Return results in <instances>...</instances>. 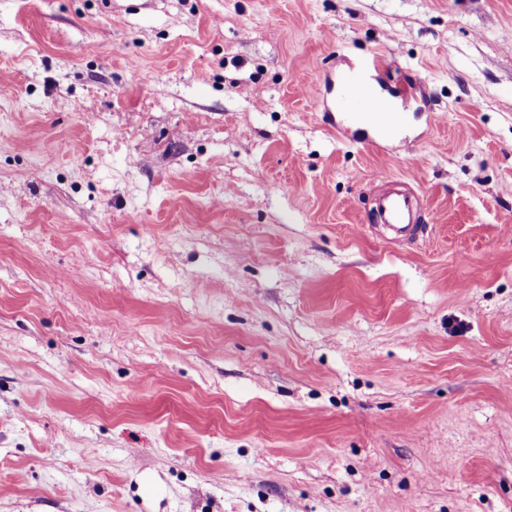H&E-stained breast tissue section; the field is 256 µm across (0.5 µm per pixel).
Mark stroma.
Listing matches in <instances>:
<instances>
[{
  "instance_id": "obj_1",
  "label": "stroma",
  "mask_w": 512,
  "mask_h": 512,
  "mask_svg": "<svg viewBox=\"0 0 512 512\" xmlns=\"http://www.w3.org/2000/svg\"><path fill=\"white\" fill-rule=\"evenodd\" d=\"M0 512H512V0H0ZM385 65V59L378 53L363 61L357 72H341L338 84L343 94L340 107L345 120L356 121L360 115L374 120L371 126L374 137L389 139L387 133L401 135L405 125V115L397 101L406 102L410 96V88L402 85L388 95L376 92L368 83L366 77L373 76ZM381 130V133L380 131ZM400 188H388L380 191L376 196L374 215L378 224H384L393 233L394 242L413 238L417 235L420 201L415 190L403 179Z\"/></svg>"
}]
</instances>
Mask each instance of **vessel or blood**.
Segmentation results:
<instances>
[{"label": "vessel or blood", "instance_id": "vessel-or-blood-1", "mask_svg": "<svg viewBox=\"0 0 512 512\" xmlns=\"http://www.w3.org/2000/svg\"><path fill=\"white\" fill-rule=\"evenodd\" d=\"M384 64V58L376 53L363 61L357 72L340 73L338 83L343 91L340 107L347 121H356L363 115L373 120L375 130L399 134L405 125V115L399 104L409 98L410 89L402 85L387 95L376 92L367 78L377 73ZM419 212V198L408 183L382 190L376 196L375 218L393 232L395 241L417 235Z\"/></svg>", "mask_w": 512, "mask_h": 512}]
</instances>
